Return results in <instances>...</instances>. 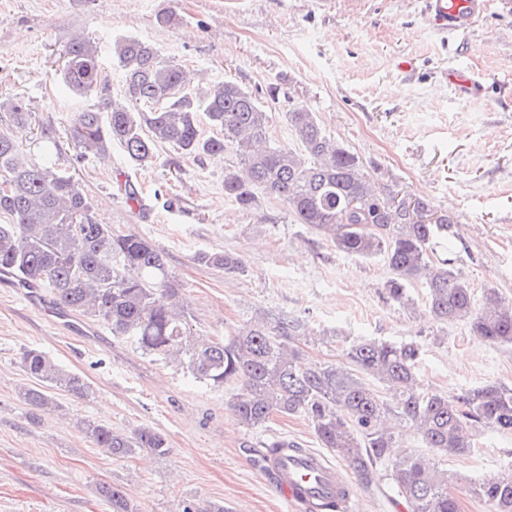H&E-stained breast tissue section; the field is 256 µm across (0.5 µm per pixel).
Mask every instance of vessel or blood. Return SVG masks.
I'll return each mask as SVG.
<instances>
[{"mask_svg": "<svg viewBox=\"0 0 512 512\" xmlns=\"http://www.w3.org/2000/svg\"><path fill=\"white\" fill-rule=\"evenodd\" d=\"M485 0H423V12L455 41H463L471 19L484 11ZM265 467L275 476V487L289 512H319L332 502L352 504L346 496V479L337 467L316 452H285L265 459Z\"/></svg>", "mask_w": 512, "mask_h": 512, "instance_id": "b4317fda", "label": "vessel or blood"}]
</instances>
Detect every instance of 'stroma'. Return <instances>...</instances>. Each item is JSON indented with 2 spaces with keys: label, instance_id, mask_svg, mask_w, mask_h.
Returning a JSON list of instances; mask_svg holds the SVG:
<instances>
[{
  "label": "stroma",
  "instance_id": "35a3bbf8",
  "mask_svg": "<svg viewBox=\"0 0 512 512\" xmlns=\"http://www.w3.org/2000/svg\"><path fill=\"white\" fill-rule=\"evenodd\" d=\"M167 12L174 20L165 25L158 17ZM78 34L101 46L116 100L124 89L112 44L124 36L157 46L201 87L233 78L262 99L278 86L275 141L292 140L288 110L315 112L383 182L455 217V237L436 252L456 259L475 294L495 288L512 300V0H488L453 54L451 36L425 20L422 0H0V99H22L33 112L17 135L20 151L39 161L56 140V167L82 184L94 217L165 251L193 334L230 336L257 311L285 312L329 332L305 346L313 362H343L360 336L416 339L425 386L456 394L489 382L512 387V349L481 342L461 324L438 328L421 306L387 299L383 257L336 250L281 201L263 196L243 211L225 198L234 155L196 160L161 145L141 167L116 144L108 158L81 156L69 127L99 99L70 94L59 72V52ZM451 67L469 73L479 95L458 97L443 76ZM128 185L148 211L127 200ZM224 250L241 257L243 272L194 260ZM72 320L73 333L30 305L24 289L0 288V512H112L97 492L103 482L121 486L136 512L210 501L230 512H283L261 457L278 439L319 450L308 418L276 415L265 427H242L226 407L228 389L143 354L101 321ZM29 348L80 373L91 396L58 391L56 410L31 412L18 397L28 383L19 358ZM81 418L125 432L152 427L170 452L113 459L79 431ZM439 465L462 478L510 474L512 431L484 429L471 455Z\"/></svg>",
  "mask_w": 512,
  "mask_h": 512
}]
</instances>
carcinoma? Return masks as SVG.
<instances>
[{"label":"carcinoma","instance_id":"cac0c4a2","mask_svg":"<svg viewBox=\"0 0 512 512\" xmlns=\"http://www.w3.org/2000/svg\"><path fill=\"white\" fill-rule=\"evenodd\" d=\"M112 56L123 77L129 105L112 100L99 46L82 37L63 52L62 83L77 96L95 95L100 104L75 114L70 135L76 147L104 158L119 143L139 166L168 145L200 158L230 153L238 165L224 171V194L240 209L258 205V193L288 207L299 224L330 240L336 249L364 259L384 256L393 276L387 298L415 306L409 289L425 290L424 308L437 326L463 323L479 340L512 346V303L495 288L475 298L452 260L434 256V241L455 235L454 216L429 203L389 201L390 186L371 174L344 144L327 135L315 113H286L295 144L271 142V112L241 83L226 79L201 92L187 84L184 70L166 61L154 45L133 37L116 40ZM10 126L0 130V272L32 285L45 284L56 306L105 322L112 336L127 339L146 355L170 359L214 388L228 386L227 405L248 429L278 415L307 417L321 447L353 470L358 484H377L379 467L393 449L402 460L387 471L391 488L411 512H459L451 491L458 479L438 466L436 454L471 453L481 429L512 431V388L486 384L448 395L424 387L418 378L422 344L357 339L342 365L307 360L302 344L316 335L305 320L262 311L237 334L223 340L195 336L187 328V300L166 255L135 233H116L94 221L82 186L51 161H32L18 151L15 133L31 126L32 111L16 99L0 100ZM215 135L206 137L202 125ZM198 265L225 273L244 270L235 254L199 252ZM30 385L19 391L33 410L56 406L52 391L77 398L90 393L78 373L67 371L38 349L20 356ZM407 424L423 449L404 445L388 426ZM96 447L114 458L139 449L169 453L162 433L142 426L129 434L82 421ZM487 512H512V474L459 483ZM101 495L113 512H132L119 486Z\"/></svg>","mask_w":512,"mask_h":512}]
</instances>
